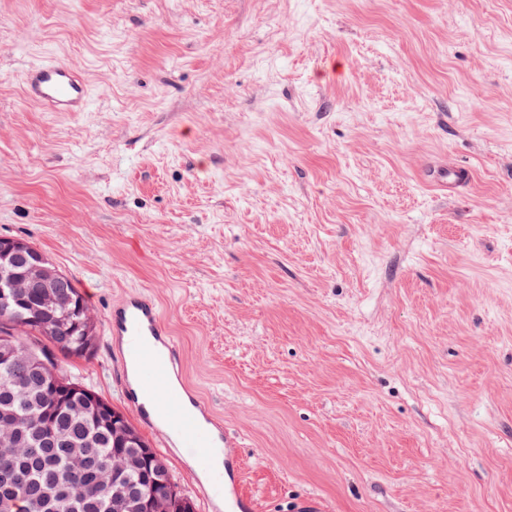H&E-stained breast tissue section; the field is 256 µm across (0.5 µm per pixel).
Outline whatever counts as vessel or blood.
<instances>
[{
  "label": "vessel or blood",
  "mask_w": 512,
  "mask_h": 512,
  "mask_svg": "<svg viewBox=\"0 0 512 512\" xmlns=\"http://www.w3.org/2000/svg\"><path fill=\"white\" fill-rule=\"evenodd\" d=\"M24 94L50 112H80L90 90L77 69L50 60L28 66ZM107 323L117 349L125 402L146 426L161 428L168 445L202 455L207 461L223 460L222 478L198 484V493L209 508L253 512V499L241 489L242 466L231 451L232 438L222 419L185 385L177 343L158 305L142 294H126L112 304ZM159 383L165 388L161 401L152 397Z\"/></svg>",
  "instance_id": "1"
}]
</instances>
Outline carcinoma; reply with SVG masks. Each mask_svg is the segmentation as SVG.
Masks as SVG:
<instances>
[{"mask_svg": "<svg viewBox=\"0 0 512 512\" xmlns=\"http://www.w3.org/2000/svg\"><path fill=\"white\" fill-rule=\"evenodd\" d=\"M38 263L39 257L28 253L0 260V275L24 273ZM37 295L38 289H31L24 301L10 304L6 319L0 320L1 346L22 348L36 336L37 353L45 362L40 371L0 360V415H16L25 443L19 451L34 450L24 467V482L13 486L20 512H127L128 499L145 489L157 496L175 494L174 512H183L181 503L193 501L178 491L166 460L127 418H122L123 427L134 441L123 443L112 426L97 417L96 410L105 404L99 396L82 414L53 406L55 392L46 390L44 373L52 371L65 384H76L57 363L54 351L70 358L91 354L95 344L88 343L85 328L93 318L84 296L66 276L55 307H36ZM75 450L99 465L87 482L77 480L70 469Z\"/></svg>", "mask_w": 512, "mask_h": 512, "instance_id": "1", "label": "carcinoma"}]
</instances>
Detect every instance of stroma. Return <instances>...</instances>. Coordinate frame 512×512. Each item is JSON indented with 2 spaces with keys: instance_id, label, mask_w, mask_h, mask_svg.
<instances>
[{
  "instance_id": "1",
  "label": "stroma",
  "mask_w": 512,
  "mask_h": 512,
  "mask_svg": "<svg viewBox=\"0 0 512 512\" xmlns=\"http://www.w3.org/2000/svg\"><path fill=\"white\" fill-rule=\"evenodd\" d=\"M1 237L128 417L107 310L159 304L256 512H512V0H0ZM25 97L49 112H81L90 90L78 70L60 61H40L24 73Z\"/></svg>"
}]
</instances>
